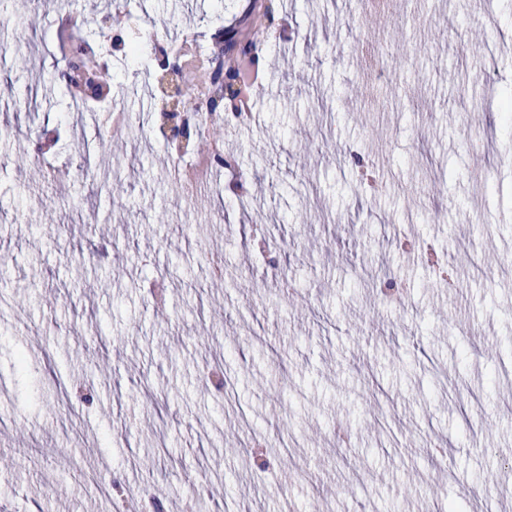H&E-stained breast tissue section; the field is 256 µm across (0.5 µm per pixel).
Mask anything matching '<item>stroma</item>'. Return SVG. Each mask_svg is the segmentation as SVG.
I'll use <instances>...</instances> for the list:
<instances>
[{"label": "stroma", "mask_w": 512, "mask_h": 512, "mask_svg": "<svg viewBox=\"0 0 512 512\" xmlns=\"http://www.w3.org/2000/svg\"><path fill=\"white\" fill-rule=\"evenodd\" d=\"M123 2L83 39L254 0ZM62 3L0 0V512H512V0H272L191 196L156 65L110 60L116 134L77 111Z\"/></svg>", "instance_id": "35a3bbf8"}]
</instances>
